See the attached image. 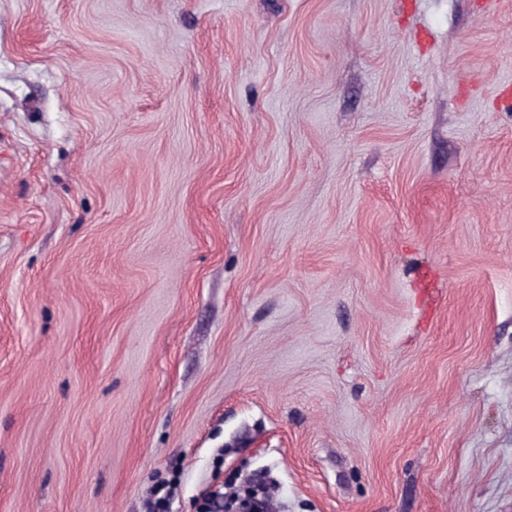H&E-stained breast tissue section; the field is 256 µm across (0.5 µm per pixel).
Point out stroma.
I'll return each instance as SVG.
<instances>
[{
  "label": "stroma",
  "instance_id": "obj_1",
  "mask_svg": "<svg viewBox=\"0 0 512 512\" xmlns=\"http://www.w3.org/2000/svg\"><path fill=\"white\" fill-rule=\"evenodd\" d=\"M0 0V512H512V8ZM221 487H223V483L216 485L213 489L208 492V495L205 497L207 502L206 512H259L257 509V504L262 500H254L252 501L247 508L243 509H233L231 506V499L224 500L223 491H221Z\"/></svg>",
  "mask_w": 512,
  "mask_h": 512
}]
</instances>
